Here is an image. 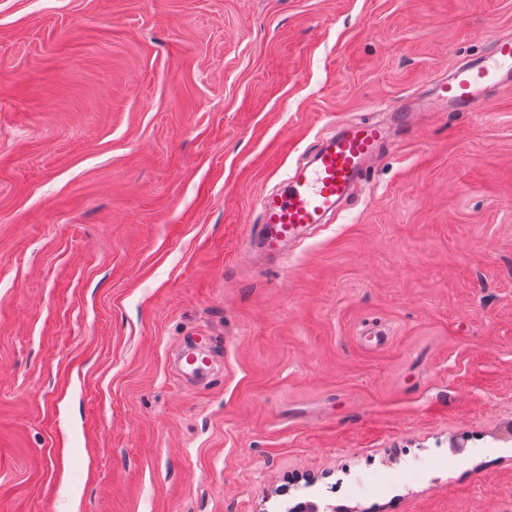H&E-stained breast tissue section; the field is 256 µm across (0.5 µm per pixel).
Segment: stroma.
<instances>
[{
    "label": "stroma",
    "instance_id": "1",
    "mask_svg": "<svg viewBox=\"0 0 512 512\" xmlns=\"http://www.w3.org/2000/svg\"><path fill=\"white\" fill-rule=\"evenodd\" d=\"M512 0H0V512H512ZM415 114L275 267L256 198ZM512 82V38L495 41L490 56L463 63L435 84V102L444 112H479L490 103L489 91Z\"/></svg>",
    "mask_w": 512,
    "mask_h": 512
}]
</instances>
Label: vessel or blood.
<instances>
[{
    "instance_id": "obj_1",
    "label": "vessel or blood",
    "mask_w": 512,
    "mask_h": 512,
    "mask_svg": "<svg viewBox=\"0 0 512 512\" xmlns=\"http://www.w3.org/2000/svg\"><path fill=\"white\" fill-rule=\"evenodd\" d=\"M512 85V38L495 41L487 59L457 66L436 83L435 102L446 112H478L490 103L489 93ZM387 130L367 120L347 126L320 150L312 163L286 177L283 190L261 194L262 238L278 266L288 264L283 244L304 228L324 223L353 183L379 159Z\"/></svg>"
}]
</instances>
